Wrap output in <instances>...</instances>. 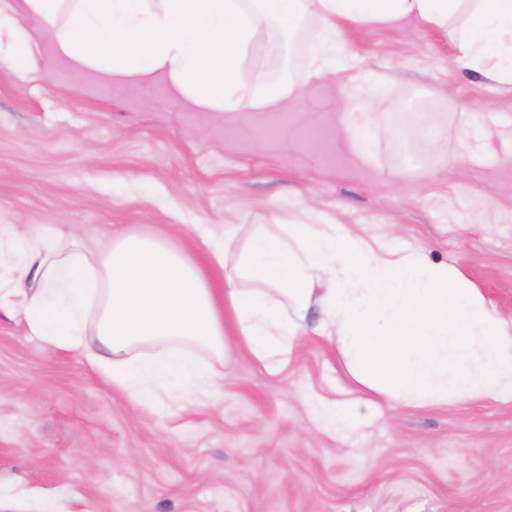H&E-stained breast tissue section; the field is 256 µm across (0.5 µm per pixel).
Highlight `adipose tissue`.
Here are the masks:
<instances>
[{"label":"adipose tissue","mask_w":512,"mask_h":512,"mask_svg":"<svg viewBox=\"0 0 512 512\" xmlns=\"http://www.w3.org/2000/svg\"><path fill=\"white\" fill-rule=\"evenodd\" d=\"M326 17L389 24L413 16L451 36L455 63L512 84V0H318ZM304 0H0V62L39 76L22 21L40 19L74 75L93 69L136 82L162 75L207 113L282 111L291 76L251 89L241 66L257 33L294 31ZM496 34L487 42L486 34ZM312 75L341 61L335 26L309 31ZM239 227L202 225L211 265L226 268L216 297L202 269L159 238L126 230L89 245L64 224L29 235L0 224V309L46 347L76 353L136 403H177L212 387L203 348L223 356L224 320L270 372L319 304L354 377L405 406L512 399V323L459 271L420 248L383 250L336 224H260L233 266Z\"/></svg>","instance_id":"adipose-tissue-1"}]
</instances>
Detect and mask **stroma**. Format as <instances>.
<instances>
[{
    "mask_svg": "<svg viewBox=\"0 0 512 512\" xmlns=\"http://www.w3.org/2000/svg\"><path fill=\"white\" fill-rule=\"evenodd\" d=\"M346 71L308 76L259 32L251 87L290 72L287 112L205 118L168 85L73 77L40 21V77L0 65V224L129 229L202 266L199 224L303 220L454 265L512 321V85L454 65L443 29L336 19ZM381 84L355 128L349 73ZM369 144L361 161L358 140ZM242 238L228 248L236 257ZM310 309L277 374L225 321L209 396L134 403L79 355L0 310V512H512V401L405 407L358 383ZM349 415L327 427L326 407Z\"/></svg>",
    "mask_w": 512,
    "mask_h": 512,
    "instance_id": "stroma-1",
    "label": "stroma"
}]
</instances>
